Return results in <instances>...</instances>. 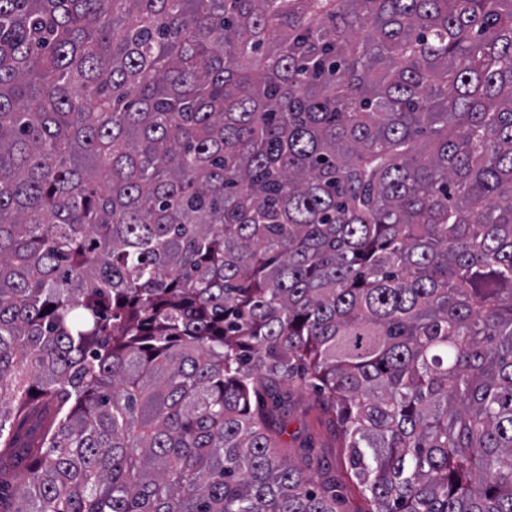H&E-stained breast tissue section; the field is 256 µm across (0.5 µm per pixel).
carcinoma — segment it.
<instances>
[{
  "label": "carcinoma",
  "instance_id": "obj_1",
  "mask_svg": "<svg viewBox=\"0 0 512 512\" xmlns=\"http://www.w3.org/2000/svg\"><path fill=\"white\" fill-rule=\"evenodd\" d=\"M285 386L512 512V0H0V512H341Z\"/></svg>",
  "mask_w": 512,
  "mask_h": 512
}]
</instances>
